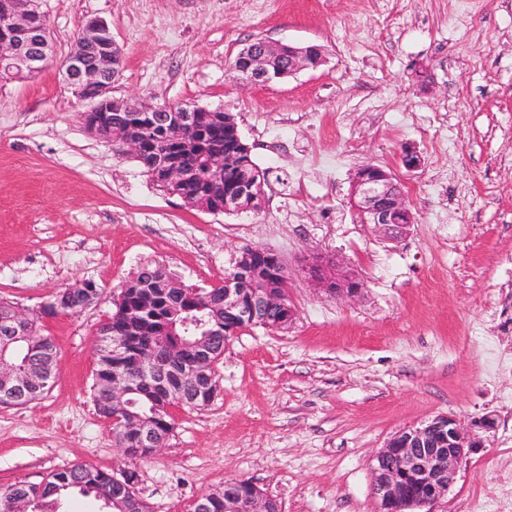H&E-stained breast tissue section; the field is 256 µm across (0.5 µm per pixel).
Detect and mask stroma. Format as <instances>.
<instances>
[{
    "label": "stroma",
    "mask_w": 512,
    "mask_h": 512,
    "mask_svg": "<svg viewBox=\"0 0 512 512\" xmlns=\"http://www.w3.org/2000/svg\"><path fill=\"white\" fill-rule=\"evenodd\" d=\"M55 59L0 84V297L36 309L92 282L102 296L44 321L54 385L0 406V486L84 464L135 472L148 512H192L246 480L280 512H374L375 455L448 415L476 441L430 512H512V0H40ZM124 50L115 99L232 113L268 173L260 211L209 213L160 190L135 158L89 134L59 73L84 23ZM324 49L268 84L239 80L255 40ZM412 148L421 167L399 162ZM333 158L330 177L318 165ZM392 170L415 214L396 241L349 204L362 165ZM257 247L288 268L285 329L240 331L202 409L174 408L165 446L130 460L97 414L99 324L146 264L207 288ZM324 253L357 270L355 300L316 290ZM492 428H482L484 418Z\"/></svg>",
    "instance_id": "obj_1"
}]
</instances>
